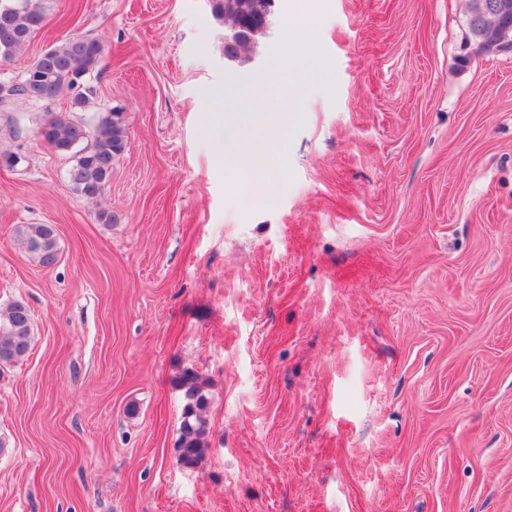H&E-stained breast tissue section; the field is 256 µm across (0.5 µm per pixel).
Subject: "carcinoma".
Returning a JSON list of instances; mask_svg holds the SVG:
<instances>
[{
  "label": "carcinoma",
  "mask_w": 512,
  "mask_h": 512,
  "mask_svg": "<svg viewBox=\"0 0 512 512\" xmlns=\"http://www.w3.org/2000/svg\"><path fill=\"white\" fill-rule=\"evenodd\" d=\"M253 0H212L213 15L224 26H239L247 37L237 47L225 48L230 56L251 49L262 35L260 27L270 23L252 7ZM45 20L44 0H0V59L8 60L21 50L42 27ZM103 55V45L81 35L53 43L44 49L13 84L0 85V100L20 97L30 101L50 98L48 92L67 88L75 91L70 111L83 112L92 104V91L84 87L85 76L92 73ZM40 136L60 154L71 155L75 163L70 180L84 198L97 202L105 195L115 160L124 153L128 133L123 112L114 107L97 122L74 121L55 114L39 128ZM18 245L38 264L48 267L57 261L58 238L51 224H20L15 228ZM33 322L29 307L22 301L12 302L0 310V364L16 363L30 351ZM185 405L178 430L177 460L186 467L199 464L208 449L205 386L198 373L186 368L177 380Z\"/></svg>",
  "instance_id": "carcinoma-1"
}]
</instances>
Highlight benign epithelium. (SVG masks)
<instances>
[{
	"mask_svg": "<svg viewBox=\"0 0 512 512\" xmlns=\"http://www.w3.org/2000/svg\"><path fill=\"white\" fill-rule=\"evenodd\" d=\"M468 26L484 53L512 52V0H468Z\"/></svg>",
	"mask_w": 512,
	"mask_h": 512,
	"instance_id": "obj_1",
	"label": "benign epithelium"
}]
</instances>
